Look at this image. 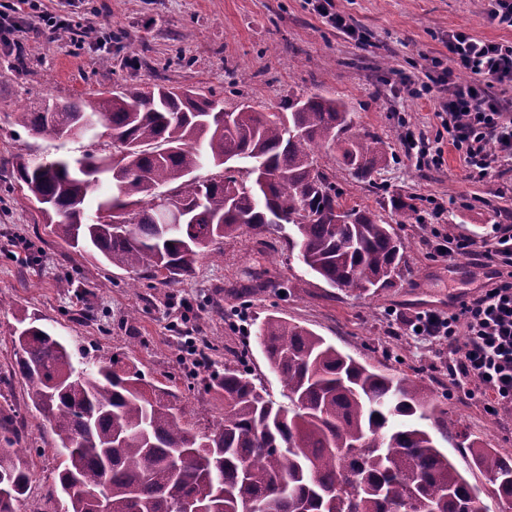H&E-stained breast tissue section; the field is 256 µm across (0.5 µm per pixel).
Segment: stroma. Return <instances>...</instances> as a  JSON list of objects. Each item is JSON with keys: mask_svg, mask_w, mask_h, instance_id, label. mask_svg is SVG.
Segmentation results:
<instances>
[{"mask_svg": "<svg viewBox=\"0 0 512 512\" xmlns=\"http://www.w3.org/2000/svg\"><path fill=\"white\" fill-rule=\"evenodd\" d=\"M365 37L356 43L327 25L308 0H39V10L85 27L97 23L141 46L147 66L124 67L122 52L92 51L69 34L35 26L11 44L0 43V414L17 416L20 446L32 474L17 512H37L58 464L54 436L14 373L17 320L28 315L88 359L109 357L136 365L147 381L176 384L207 426L224 415L216 394L187 391L190 378L213 380L224 366L245 368L271 399L288 405V392L256 341L270 314L298 323L363 365L420 380L443 418L427 427L460 473L482 491L488 512H500L490 483L477 469L470 444L512 459V410L490 414L482 397L456 393L448 378L447 342H421L408 321L426 310L452 312L487 282L491 268L468 255L434 257L432 232L467 236L489 246L499 229H512V171L491 180L467 179L457 152L438 167H416L406 131L435 136L440 122L431 101L412 96L403 79L425 76L431 58L447 60L449 31L512 42V27L483 18L488 0H334ZM160 80L200 87L234 110L281 108L289 95L319 93L340 99L354 132L381 137L386 159L371 178L344 166L336 183L348 204L393 221L394 201L425 208L443 202L436 227L397 224L406 245L404 267L391 286L355 296L328 286L284 238L247 229L224 238L223 257L199 261L182 283L133 287V275L80 253L53 235L14 177L17 156L78 158L84 138L52 140L18 125L17 112L45 98L73 99L97 91ZM205 343L210 364L189 373L187 339Z\"/></svg>", "mask_w": 512, "mask_h": 512, "instance_id": "obj_1", "label": "stroma"}]
</instances>
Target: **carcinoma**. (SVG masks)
Returning <instances> with one entry per match:
<instances>
[{
    "label": "carcinoma",
    "mask_w": 512,
    "mask_h": 512,
    "mask_svg": "<svg viewBox=\"0 0 512 512\" xmlns=\"http://www.w3.org/2000/svg\"><path fill=\"white\" fill-rule=\"evenodd\" d=\"M218 101L163 83L131 84L117 94L46 99L16 113L36 134L66 139L85 116L97 117L114 141L128 143L141 176L125 190L94 198L102 172L94 148L73 161L16 158L27 199L47 208L51 232L72 248L148 282L178 283L199 260L221 253L220 240L245 228L270 235L291 226L289 251L333 288L359 295L391 284L405 243L375 212L343 201L321 150H342L343 164L369 178L383 157L373 133L351 134L344 103L293 94L288 111L249 104L219 127ZM242 163L239 176L200 180L203 163L219 170ZM126 224L98 220L123 208ZM256 339L288 388L290 408L276 404L248 372L227 365L205 392L224 393V419L200 429L176 405L177 390L145 380L121 359H75L63 341L33 321L14 332L15 366L33 408L51 427L64 460L45 498L54 512H93L81 491H105L109 512H172L202 485L209 512H487L480 491L457 470L432 434L431 395L409 377L377 372L323 337L269 315ZM16 428L0 426V512L28 493L31 473L14 446ZM189 463L177 468L171 457ZM491 493L512 506V462L492 448L472 449Z\"/></svg>",
    "instance_id": "carcinoma-1"
}]
</instances>
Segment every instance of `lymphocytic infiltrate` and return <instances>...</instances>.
I'll use <instances>...</instances> for the list:
<instances>
[{
    "label": "lymphocytic infiltrate",
    "instance_id": "obj_1",
    "mask_svg": "<svg viewBox=\"0 0 512 512\" xmlns=\"http://www.w3.org/2000/svg\"><path fill=\"white\" fill-rule=\"evenodd\" d=\"M448 70L431 81L409 80L413 96L439 92L441 132L433 142L408 140L417 165H439L445 147L458 152L473 181L512 166V108L495 86L512 85V43L476 37L458 29L448 34ZM497 264V280L458 312L417 313L411 322L424 340L444 341L453 359L449 376L467 397H486L492 410L512 409V232L501 231L494 249L483 251Z\"/></svg>",
    "mask_w": 512,
    "mask_h": 512
}]
</instances>
